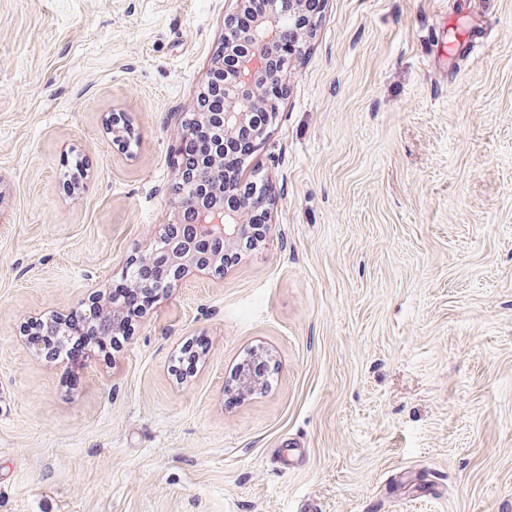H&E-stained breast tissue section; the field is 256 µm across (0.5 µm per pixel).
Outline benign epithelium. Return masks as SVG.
Returning a JSON list of instances; mask_svg holds the SVG:
<instances>
[{
	"label": "benign epithelium",
	"mask_w": 512,
	"mask_h": 512,
	"mask_svg": "<svg viewBox=\"0 0 512 512\" xmlns=\"http://www.w3.org/2000/svg\"><path fill=\"white\" fill-rule=\"evenodd\" d=\"M309 3L310 0H265L262 12L250 27L238 32L235 38L224 40L221 53L213 58L210 67L212 71L231 67L230 92L224 97V109L206 112L200 102H195L194 118L177 130L179 139H185L197 124L217 125L223 137H244L254 144L267 135L277 114L278 99L274 92L285 68L277 51L280 33L283 25H290L296 52L303 51L315 27ZM222 162L220 148L204 169L180 167L179 180L185 181L191 190L176 199L175 208L180 214H193L195 223L168 225L151 252L138 260L140 265H165L172 285L190 273L200 277L223 274L224 264L215 252L233 250L254 237L253 214L265 206V198L252 185L222 183ZM74 316L96 327L108 317L113 331L123 330L121 309L114 306L105 311L99 301L91 303L87 310L72 308L53 320L62 324Z\"/></svg>",
	"instance_id": "benign-epithelium-1"
}]
</instances>
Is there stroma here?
<instances>
[{
	"label": "stroma",
	"mask_w": 512,
	"mask_h": 512,
	"mask_svg": "<svg viewBox=\"0 0 512 512\" xmlns=\"http://www.w3.org/2000/svg\"><path fill=\"white\" fill-rule=\"evenodd\" d=\"M234 7L0 0V512H512V0H320L239 172L262 242L78 385L26 345L176 223L170 130Z\"/></svg>",
	"instance_id": "stroma-1"
}]
</instances>
